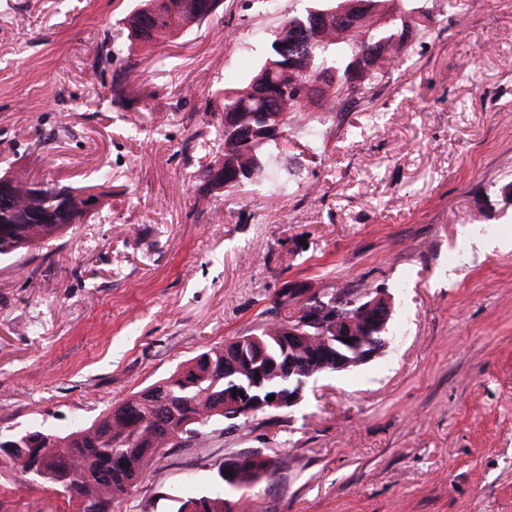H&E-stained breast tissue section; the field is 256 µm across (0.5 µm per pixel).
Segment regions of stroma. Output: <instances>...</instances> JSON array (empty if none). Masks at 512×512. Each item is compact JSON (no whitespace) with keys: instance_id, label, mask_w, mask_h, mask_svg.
Wrapping results in <instances>:
<instances>
[{"instance_id":"35a3bbf8","label":"stroma","mask_w":512,"mask_h":512,"mask_svg":"<svg viewBox=\"0 0 512 512\" xmlns=\"http://www.w3.org/2000/svg\"><path fill=\"white\" fill-rule=\"evenodd\" d=\"M133 4L0 0V174L111 178L98 215L0 260V434L92 422L262 323L284 282L380 288L382 353L165 449L112 512H175L248 453L276 463L252 512H512V0H403L385 81L302 113L273 150L287 193L205 198L219 91L308 0H223L177 40L133 45L120 102L102 48ZM0 512L73 506L0 464Z\"/></svg>"}]
</instances>
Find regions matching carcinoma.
I'll return each instance as SVG.
<instances>
[{"label":"carcinoma","mask_w":512,"mask_h":512,"mask_svg":"<svg viewBox=\"0 0 512 512\" xmlns=\"http://www.w3.org/2000/svg\"><path fill=\"white\" fill-rule=\"evenodd\" d=\"M221 0H137L126 20L132 40L143 45L170 41L190 26L216 15ZM365 4L360 29L345 39L313 31L319 16L350 0H313L305 13L292 16L268 36L269 51L254 75L241 87L221 92L220 108L233 117L218 131L213 160L196 174L198 191L203 197L220 189L231 190L246 182L265 177L271 151L288 141L291 122L302 112H334L352 104L347 82L357 52L376 49L379 43L397 34L389 0H357ZM392 60L382 59L357 74L359 94L380 83L388 74ZM288 90V106L257 93L268 82ZM27 203L7 210L0 208V257L14 256L60 235L65 225L89 214L83 191L78 188L49 186L39 181L27 184ZM331 300L341 297L339 310L350 311L357 294L349 288L323 289ZM295 306V314L280 320H266L248 333L220 346H214L181 364L168 377L131 394L89 424L78 423L65 433L35 429L8 435L20 443H36L43 456L56 467L42 478L28 473L29 462L22 456L6 459L11 467L25 475L28 482L64 488L63 479L71 474L82 478L78 495H68L75 512H108L117 497L143 482L149 464L167 448L204 433V428L224 420V380L206 377L209 367L232 378L241 366L238 349L252 344L265 352L269 360L282 356L278 327L299 321L302 307L287 301L282 307ZM323 348L317 332L299 339L297 354L307 358ZM179 419L193 417L180 441L169 440L170 427ZM223 468L235 474L232 481L219 480L218 490L181 501L177 512L193 503L199 512H248L244 497L231 499L230 491L241 492L262 477L274 472L272 461L254 454L224 460Z\"/></svg>","instance_id":"1"}]
</instances>
